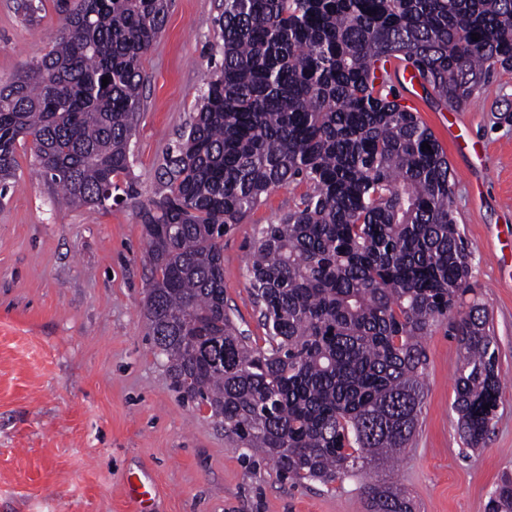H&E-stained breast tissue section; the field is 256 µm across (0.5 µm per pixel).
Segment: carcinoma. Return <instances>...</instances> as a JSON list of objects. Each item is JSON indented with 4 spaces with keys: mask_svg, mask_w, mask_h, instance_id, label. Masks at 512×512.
I'll list each match as a JSON object with an SVG mask.
<instances>
[{
    "mask_svg": "<svg viewBox=\"0 0 512 512\" xmlns=\"http://www.w3.org/2000/svg\"><path fill=\"white\" fill-rule=\"evenodd\" d=\"M60 2L50 50L0 79V188L30 136L67 206L132 200L142 61L168 0ZM218 26L223 60L139 211L144 316L173 388L280 479L328 484L408 448L422 340L450 320L453 408L463 443L482 447L502 383L487 312L466 304L448 158L375 68L409 62L462 106L491 68H512V0H224ZM294 183L306 190L256 230L247 265L255 348L224 302V235ZM367 512L414 507L375 484ZM487 512H512V479Z\"/></svg>",
    "mask_w": 512,
    "mask_h": 512,
    "instance_id": "obj_1",
    "label": "carcinoma"
}]
</instances>
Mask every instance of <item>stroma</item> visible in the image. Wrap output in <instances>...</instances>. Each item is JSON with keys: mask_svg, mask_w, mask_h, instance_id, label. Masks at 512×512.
Wrapping results in <instances>:
<instances>
[{"mask_svg": "<svg viewBox=\"0 0 512 512\" xmlns=\"http://www.w3.org/2000/svg\"><path fill=\"white\" fill-rule=\"evenodd\" d=\"M36 25L0 0V78L48 52L53 0ZM224 0H170L143 60L146 82L130 176L140 196L108 209L62 207L17 149L19 178L0 196V512H134L133 477L156 484L151 512H366L365 484L404 492L416 512H485L512 477V71L495 68L467 105L431 95L415 108L448 156L452 209L471 254V284L497 342L503 385L483 448L466 451L453 409L459 347L432 329L424 399L408 450L393 465L324 485L281 481L247 461L208 411L170 386L147 334L150 275L139 217L157 174L223 59ZM295 186L273 191L224 238V299L254 346L265 330L246 263L257 227L286 210Z\"/></svg>", "mask_w": 512, "mask_h": 512, "instance_id": "35a3bbf8", "label": "stroma"}]
</instances>
